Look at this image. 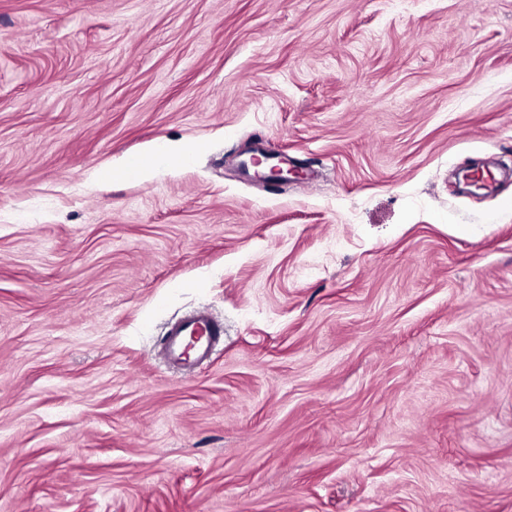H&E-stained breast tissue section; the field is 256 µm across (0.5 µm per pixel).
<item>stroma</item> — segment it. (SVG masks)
<instances>
[{"instance_id":"stroma-1","label":"stroma","mask_w":512,"mask_h":512,"mask_svg":"<svg viewBox=\"0 0 512 512\" xmlns=\"http://www.w3.org/2000/svg\"><path fill=\"white\" fill-rule=\"evenodd\" d=\"M493 158L512 0H0V512H512ZM196 337L192 354L195 359H205L218 337L221 336L220 324L206 313H197L176 324L168 333L166 351L176 360H182L186 345L191 337Z\"/></svg>"}]
</instances>
